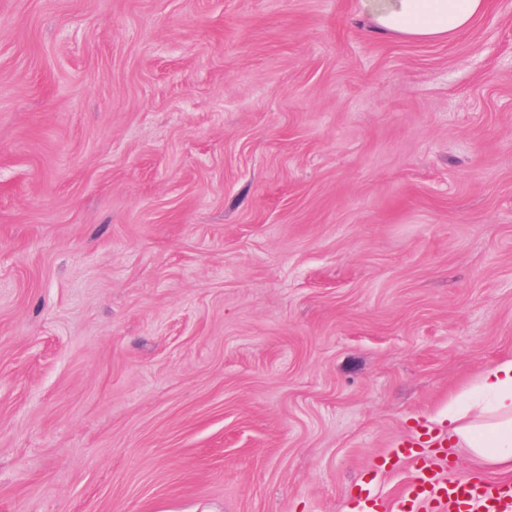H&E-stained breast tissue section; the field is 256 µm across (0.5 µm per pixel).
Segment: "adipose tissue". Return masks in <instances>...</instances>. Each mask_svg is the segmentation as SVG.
<instances>
[{"label":"adipose tissue","instance_id":"adipose-tissue-1","mask_svg":"<svg viewBox=\"0 0 512 512\" xmlns=\"http://www.w3.org/2000/svg\"><path fill=\"white\" fill-rule=\"evenodd\" d=\"M488 6L489 0H359V14L374 32L432 41L465 29ZM477 388L488 404L449 408V432L479 466L510 472L512 359L483 370Z\"/></svg>","mask_w":512,"mask_h":512}]
</instances>
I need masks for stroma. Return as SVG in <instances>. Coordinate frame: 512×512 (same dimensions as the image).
Segmentation results:
<instances>
[{"label": "stroma", "mask_w": 512, "mask_h": 512, "mask_svg": "<svg viewBox=\"0 0 512 512\" xmlns=\"http://www.w3.org/2000/svg\"><path fill=\"white\" fill-rule=\"evenodd\" d=\"M0 0V512H350L512 357V0ZM488 6V0H359V15L376 33L432 41L465 29Z\"/></svg>", "instance_id": "obj_1"}]
</instances>
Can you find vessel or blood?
Masks as SVG:
<instances>
[{"mask_svg":"<svg viewBox=\"0 0 512 512\" xmlns=\"http://www.w3.org/2000/svg\"><path fill=\"white\" fill-rule=\"evenodd\" d=\"M409 468L405 483L386 500L359 491L353 512H512V480L453 474L448 441L435 430L401 442L381 468Z\"/></svg>","mask_w":512,"mask_h":512,"instance_id":"obj_1","label":"vessel or blood"}]
</instances>
